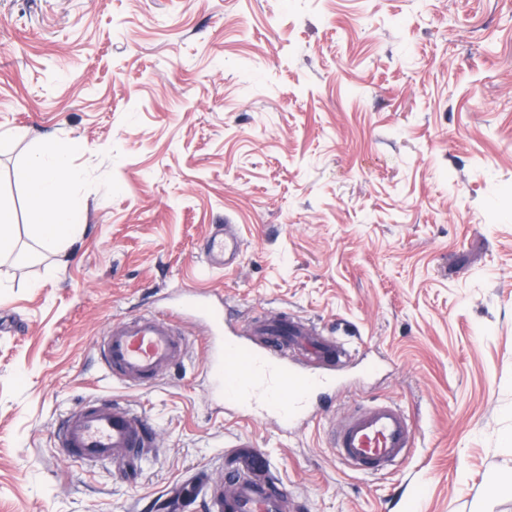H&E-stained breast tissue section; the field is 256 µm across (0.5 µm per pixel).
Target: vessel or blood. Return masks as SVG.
Returning a JSON list of instances; mask_svg holds the SVG:
<instances>
[{"label":"vessel or blood","instance_id":"b4317fda","mask_svg":"<svg viewBox=\"0 0 512 512\" xmlns=\"http://www.w3.org/2000/svg\"><path fill=\"white\" fill-rule=\"evenodd\" d=\"M243 243L232 225L210 233L204 253L208 274L238 265ZM180 309L150 311L109 324L99 343L101 363L129 387L155 385L180 365L186 352L184 319L202 322L207 376L213 398L225 407L272 420L286 432L317 413L318 397L335 392L336 375L354 350L307 318L282 311L247 323L228 321L224 303L198 289L184 292ZM329 446L347 468L378 475L413 455L418 431L413 418L390 402L357 407L334 421ZM57 443L63 454L86 465L143 458L156 444L149 419L118 399L94 398L69 410ZM234 460L224 480H198L207 512H301L302 502L271 475L267 455L247 438L233 444Z\"/></svg>","mask_w":512,"mask_h":512}]
</instances>
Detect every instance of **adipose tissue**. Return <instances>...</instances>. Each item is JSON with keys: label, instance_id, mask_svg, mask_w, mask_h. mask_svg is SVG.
<instances>
[{"label": "adipose tissue", "instance_id": "ef3b65f1", "mask_svg": "<svg viewBox=\"0 0 512 512\" xmlns=\"http://www.w3.org/2000/svg\"><path fill=\"white\" fill-rule=\"evenodd\" d=\"M73 144L53 139L37 148L16 177L27 188V223L44 253L63 251L82 227L83 214L69 194L81 180V171L71 164Z\"/></svg>", "mask_w": 512, "mask_h": 512}]
</instances>
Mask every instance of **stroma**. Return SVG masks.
Wrapping results in <instances>:
<instances>
[{"label":"stroma","instance_id":"35a3bbf8","mask_svg":"<svg viewBox=\"0 0 512 512\" xmlns=\"http://www.w3.org/2000/svg\"><path fill=\"white\" fill-rule=\"evenodd\" d=\"M71 140L85 222L37 254L15 171ZM0 512H156L246 436L304 512H512V0H0ZM216 224L239 264L203 271ZM231 318L288 308L378 360L336 411L395 401L413 458L362 476L316 419L286 435L211 398L207 352L154 386L106 374L113 319L178 291ZM111 396L157 447L134 476L57 445L65 412ZM14 212L0 206V254H11L15 249Z\"/></svg>","mask_w":512,"mask_h":512}]
</instances>
